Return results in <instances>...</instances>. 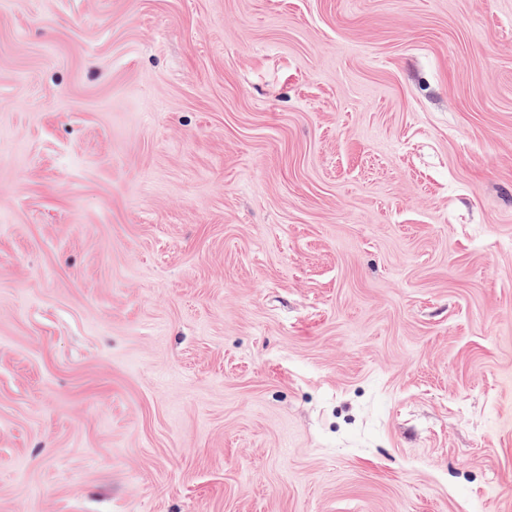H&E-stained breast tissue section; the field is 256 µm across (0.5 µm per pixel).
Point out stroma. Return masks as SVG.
<instances>
[{
  "label": "stroma",
  "mask_w": 512,
  "mask_h": 512,
  "mask_svg": "<svg viewBox=\"0 0 512 512\" xmlns=\"http://www.w3.org/2000/svg\"><path fill=\"white\" fill-rule=\"evenodd\" d=\"M0 512H512V0H0Z\"/></svg>",
  "instance_id": "stroma-1"
}]
</instances>
